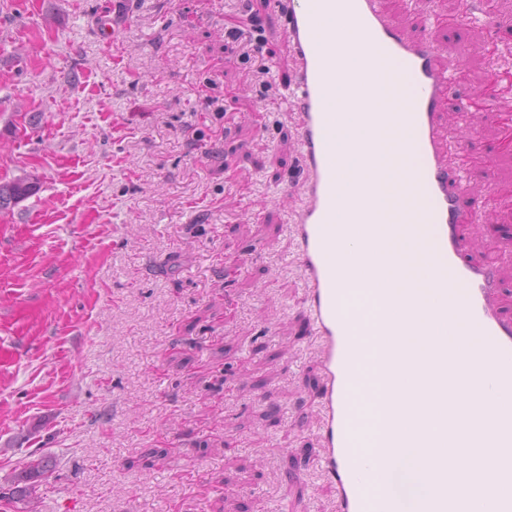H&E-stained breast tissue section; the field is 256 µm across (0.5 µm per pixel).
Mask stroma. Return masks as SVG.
Returning a JSON list of instances; mask_svg holds the SVG:
<instances>
[{
	"instance_id": "stroma-1",
	"label": "stroma",
	"mask_w": 512,
	"mask_h": 512,
	"mask_svg": "<svg viewBox=\"0 0 512 512\" xmlns=\"http://www.w3.org/2000/svg\"><path fill=\"white\" fill-rule=\"evenodd\" d=\"M268 0H0V483L57 463L38 512H332L311 467L321 374L288 232L303 205L297 60ZM440 60L472 160L473 263L512 316V150L463 108L512 46V0H385ZM112 18L114 38L97 29ZM460 18L452 29L449 18ZM259 25L261 40L233 41ZM497 226L487 234V226ZM39 190L38 179L33 185H25L19 179L0 183V211L13 209Z\"/></svg>"
}]
</instances>
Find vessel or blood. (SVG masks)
<instances>
[{"mask_svg":"<svg viewBox=\"0 0 512 512\" xmlns=\"http://www.w3.org/2000/svg\"><path fill=\"white\" fill-rule=\"evenodd\" d=\"M270 6L299 63L289 95L300 115L305 205L290 233L296 245L293 260L303 272L311 333L320 344L323 451L313 467L332 486L336 512H400L395 490L375 487L384 472L374 459L358 453L363 444L358 411L368 401L359 374L364 338L372 334L365 318L371 304L387 325L376 340V372L392 392L401 390L405 327L424 322L430 345L417 360L418 378L431 381L428 395L398 399L377 431V446L432 447V419L442 420L453 434L467 413L472 418L468 444L483 451L480 476L469 484L449 474L445 456L434 457L420 512H456L463 501L470 512H512V492H487L491 483L512 481V410L505 406L512 400V319L494 307L500 288L496 269L472 265L458 248L459 225L475 217L464 182L469 163L461 158L456 166L448 165L440 123L460 81L458 59L440 64L429 38L406 37L383 0H271ZM353 32L381 57L389 85L401 92L383 110L366 113L369 139L357 148L400 137L410 174L403 177L390 164H376L369 179L357 183L344 201L336 141L347 125L330 92L344 77V48ZM397 223L439 282L433 315L425 321L413 307L411 290L392 284L380 288L371 280L350 288L344 281V262L385 255ZM438 323L462 328L464 342L435 334ZM452 387L463 393V400H449ZM402 416L413 422L404 431L398 428Z\"/></svg>","mask_w":512,"mask_h":512,"instance_id":"vessel-or-blood-1","label":"vessel or blood"}]
</instances>
